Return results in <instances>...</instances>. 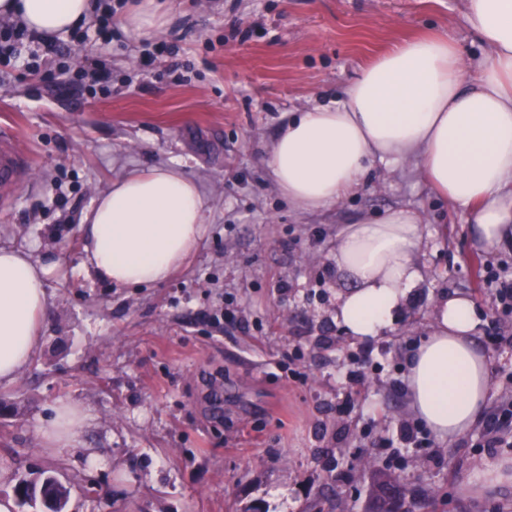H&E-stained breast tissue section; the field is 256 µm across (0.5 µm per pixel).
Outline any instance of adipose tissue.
<instances>
[{
	"instance_id": "obj_1",
	"label": "adipose tissue",
	"mask_w": 512,
	"mask_h": 512,
	"mask_svg": "<svg viewBox=\"0 0 512 512\" xmlns=\"http://www.w3.org/2000/svg\"><path fill=\"white\" fill-rule=\"evenodd\" d=\"M486 49L466 78L461 52L433 33L397 43L370 60L343 102L292 115L267 164L281 191L306 210L329 207L379 163L415 162L448 203L471 212L485 246L512 242V0H467ZM89 0H0L36 31L67 34L89 16ZM158 0H137L123 27L139 37L163 26ZM206 199L179 168L132 170L113 182L82 222L84 265L122 286L156 285L182 268L203 235ZM417 215L406 209L347 225L336 268L353 286L336 320L354 338L379 336L417 287ZM49 263L0 247V384L28 367L50 306ZM474 301L457 293L436 305L428 337L409 354V406L438 441L479 420L491 388L489 358L476 343ZM90 410L58 401L38 429L50 451L73 448Z\"/></svg>"
}]
</instances>
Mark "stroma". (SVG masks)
<instances>
[{
    "label": "stroma",
    "instance_id": "obj_1",
    "mask_svg": "<svg viewBox=\"0 0 512 512\" xmlns=\"http://www.w3.org/2000/svg\"><path fill=\"white\" fill-rule=\"evenodd\" d=\"M151 38L88 42L110 95L59 74L61 61L0 71V125L33 167L0 207V246L52 261L42 344L0 386V496L19 475H52L64 512H368L392 478L401 512H512V490L476 500L463 486L496 449L489 420L512 402V313L495 277L512 243L483 247L415 163L378 164L336 205L306 211L265 163L289 114L342 100L376 54L437 32L464 65L484 56L466 0H167ZM175 165L206 192V233L167 281L140 288L83 265L81 217L128 170ZM405 207L418 217L421 281L383 336L338 325L350 282L336 235ZM469 295L492 388L453 444L403 441L412 422L406 355L440 296ZM362 361L363 376L346 372ZM92 415L78 448L52 455L37 426L58 400Z\"/></svg>",
    "mask_w": 512,
    "mask_h": 512
}]
</instances>
